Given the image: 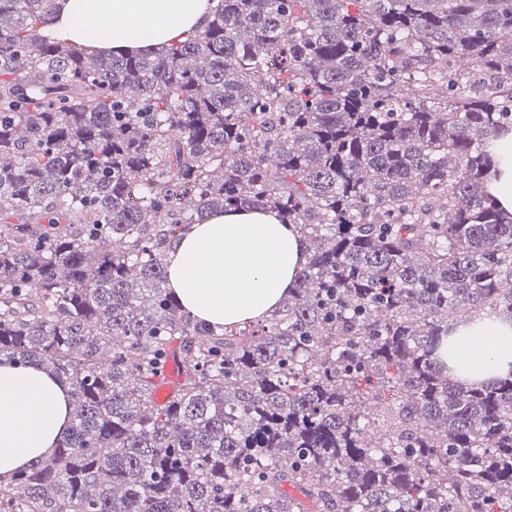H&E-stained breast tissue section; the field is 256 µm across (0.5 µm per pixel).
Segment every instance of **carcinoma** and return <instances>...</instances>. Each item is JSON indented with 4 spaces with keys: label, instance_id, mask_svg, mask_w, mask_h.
Segmentation results:
<instances>
[{
    "label": "carcinoma",
    "instance_id": "carcinoma-1",
    "mask_svg": "<svg viewBox=\"0 0 512 512\" xmlns=\"http://www.w3.org/2000/svg\"><path fill=\"white\" fill-rule=\"evenodd\" d=\"M56 13L0 0V359L68 387L71 424L0 512H512V374L439 355L459 310L512 325V0H217L139 55ZM231 208L306 241L264 324L168 284Z\"/></svg>",
    "mask_w": 512,
    "mask_h": 512
}]
</instances>
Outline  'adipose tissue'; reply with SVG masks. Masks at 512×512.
<instances>
[{
	"instance_id": "obj_1",
	"label": "adipose tissue",
	"mask_w": 512,
	"mask_h": 512,
	"mask_svg": "<svg viewBox=\"0 0 512 512\" xmlns=\"http://www.w3.org/2000/svg\"><path fill=\"white\" fill-rule=\"evenodd\" d=\"M49 35L115 53L152 52L202 30L210 0H59ZM292 224L274 212L208 214L176 241L169 284L187 311L212 325L264 320L287 298L307 262ZM455 378L512 373V330L487 324L451 349ZM70 424L67 390L44 371L0 363V480L45 455Z\"/></svg>"
}]
</instances>
